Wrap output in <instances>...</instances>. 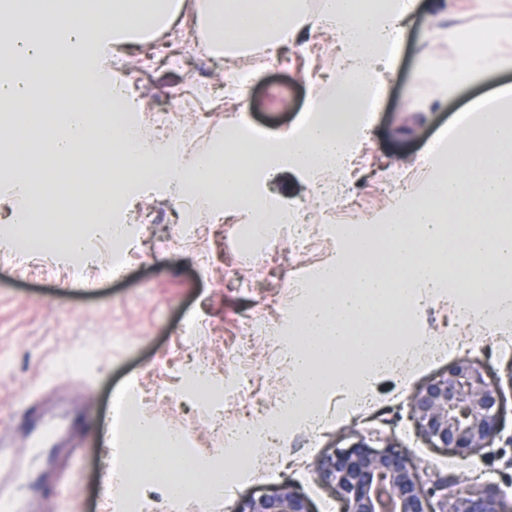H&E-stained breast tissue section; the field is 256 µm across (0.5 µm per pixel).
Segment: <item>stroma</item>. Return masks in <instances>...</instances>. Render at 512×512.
Listing matches in <instances>:
<instances>
[{"mask_svg": "<svg viewBox=\"0 0 512 512\" xmlns=\"http://www.w3.org/2000/svg\"><path fill=\"white\" fill-rule=\"evenodd\" d=\"M419 5L395 69L383 76L384 96L358 165L351 176L334 179L335 197L359 202L372 216L391 210L404 193L422 189L425 158L458 112L499 85L512 84L509 68L450 93L440 89V75L455 56L445 29L462 25L474 35H503V53L512 57V0H501L493 12L479 0ZM203 39L192 23L179 21L149 42L123 47L110 64L113 78L131 82L146 121L159 119L170 99L184 102L173 134L194 156L242 115L263 133L297 129L322 81L336 75V36L327 30L306 33L273 53L256 47L228 59L211 54ZM247 73L250 90L241 99L235 83ZM268 190L280 205L304 206L306 222L299 236L272 243L258 255L240 249L244 226L231 217H204L195 241L168 245L169 227L180 216L160 190L137 198L133 217L154 222L137 239L135 260L118 274H105L104 254L99 267L78 276L58 265L34 269L0 258V431L41 483L37 491L28 484L17 490L39 504V512H106L103 474L110 448L104 430L124 382L137 387L159 425L194 434L204 448L216 447L218 440L194 402L162 396L179 388L192 357H208L215 380L234 388L233 403L224 409L226 425L260 423L285 406L293 373L283 341L256 337L251 359L238 364L242 325L257 312L276 325L298 311L306 269L333 259L341 243L325 233L326 205L304 176L274 173ZM418 324L419 344L374 380L369 400L348 407L334 399L319 429L298 428L264 448L214 512H233L240 501L274 494L286 484L309 500L313 512H339L317 465L361 439L374 448H403L426 486L447 478L475 481L512 507V320L495 324L474 345L472 325L456 319L446 299L433 296L423 304ZM460 356L479 362L487 382L499 387L503 419L488 447L466 459L431 447L408 416L418 390L446 374ZM75 383L89 391L76 403L34 397L36 391ZM32 420L58 432L51 463L23 435Z\"/></svg>", "mask_w": 512, "mask_h": 512, "instance_id": "stroma-1", "label": "stroma"}]
</instances>
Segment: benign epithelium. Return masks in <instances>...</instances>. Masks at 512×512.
Listing matches in <instances>:
<instances>
[{"label": "benign epithelium", "mask_w": 512, "mask_h": 512, "mask_svg": "<svg viewBox=\"0 0 512 512\" xmlns=\"http://www.w3.org/2000/svg\"><path fill=\"white\" fill-rule=\"evenodd\" d=\"M498 392L483 369L462 358L425 386L410 405L418 434L435 448L461 457L485 448L500 432ZM321 478L334 492L340 512H505L494 490L474 485L446 493L448 481L427 488L406 453L360 440L323 459ZM234 512H311L308 500L289 485L272 495L249 498Z\"/></svg>", "instance_id": "obj_1"}]
</instances>
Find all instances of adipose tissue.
<instances>
[{"mask_svg": "<svg viewBox=\"0 0 512 512\" xmlns=\"http://www.w3.org/2000/svg\"><path fill=\"white\" fill-rule=\"evenodd\" d=\"M156 0H0V139L16 141L13 164L0 179V193L16 198L10 235L43 225V249L77 255L85 239L77 229L78 206L100 184L114 187L150 178L178 198L191 191L222 199L227 212L247 216L265 233L271 210L264 177L295 170L315 180L345 167L357 148L352 123L380 80L375 66H392L418 0H322L318 12L300 0H200L196 24L208 30L215 54L231 55L260 43L275 50L295 43L304 31L335 27L346 61L336 88L316 96L298 130L262 139L227 141L222 163L197 164L180 149H154L134 132L108 120L112 98L128 96L126 85L102 74L77 75L73 64L90 41L112 46L139 38L140 21ZM455 61L442 76L452 91L476 69L506 63L500 37H474L451 30Z\"/></svg>", "mask_w": 512, "mask_h": 512, "instance_id": "1", "label": "adipose tissue"}]
</instances>
